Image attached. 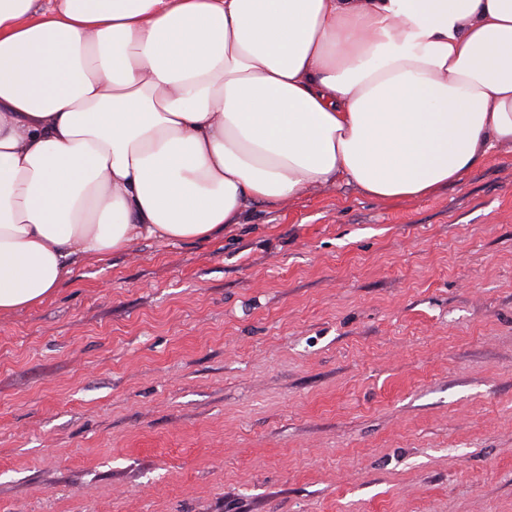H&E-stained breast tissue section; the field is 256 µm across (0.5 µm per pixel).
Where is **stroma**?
Segmentation results:
<instances>
[{
    "label": "stroma",
    "instance_id": "obj_1",
    "mask_svg": "<svg viewBox=\"0 0 512 512\" xmlns=\"http://www.w3.org/2000/svg\"><path fill=\"white\" fill-rule=\"evenodd\" d=\"M0 512H512V152L143 238L0 315Z\"/></svg>",
    "mask_w": 512,
    "mask_h": 512
}]
</instances>
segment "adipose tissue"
Masks as SVG:
<instances>
[{"instance_id": "ef3b65f1", "label": "adipose tissue", "mask_w": 512, "mask_h": 512, "mask_svg": "<svg viewBox=\"0 0 512 512\" xmlns=\"http://www.w3.org/2000/svg\"><path fill=\"white\" fill-rule=\"evenodd\" d=\"M512 149V0H0V314L75 262Z\"/></svg>"}]
</instances>
